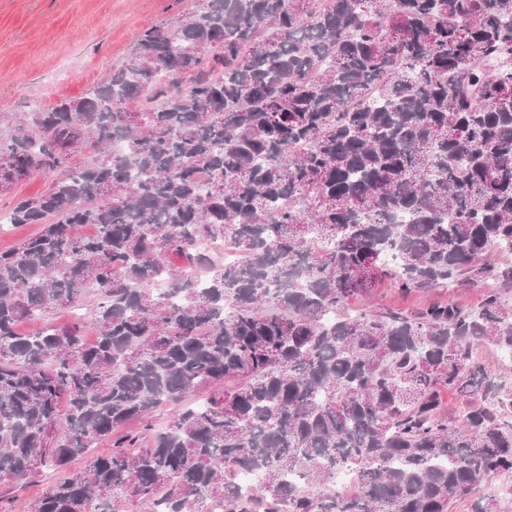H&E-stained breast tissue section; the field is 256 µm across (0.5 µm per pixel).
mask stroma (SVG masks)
Masks as SVG:
<instances>
[{
    "instance_id": "stroma-1",
    "label": "stroma",
    "mask_w": 512,
    "mask_h": 512,
    "mask_svg": "<svg viewBox=\"0 0 512 512\" xmlns=\"http://www.w3.org/2000/svg\"><path fill=\"white\" fill-rule=\"evenodd\" d=\"M192 0H0V112H29L86 93L132 53L146 28L177 17ZM476 307L478 287L403 293L383 280L352 301L412 310L437 299Z\"/></svg>"
}]
</instances>
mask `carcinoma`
<instances>
[{
  "mask_svg": "<svg viewBox=\"0 0 512 512\" xmlns=\"http://www.w3.org/2000/svg\"><path fill=\"white\" fill-rule=\"evenodd\" d=\"M37 172L8 221L40 230L0 252V481L112 451L27 512H512V383L476 359L512 352V0H209L84 96L0 112V193ZM383 278L499 287L346 312ZM90 299H86L83 302V306H77L72 308H61L54 312L52 315H48L45 320L25 321L20 324L19 329L24 333H33L40 331L46 323H60L83 318L84 320L91 319L92 316V302Z\"/></svg>",
  "mask_w": 512,
  "mask_h": 512,
  "instance_id": "carcinoma-1",
  "label": "carcinoma"
}]
</instances>
